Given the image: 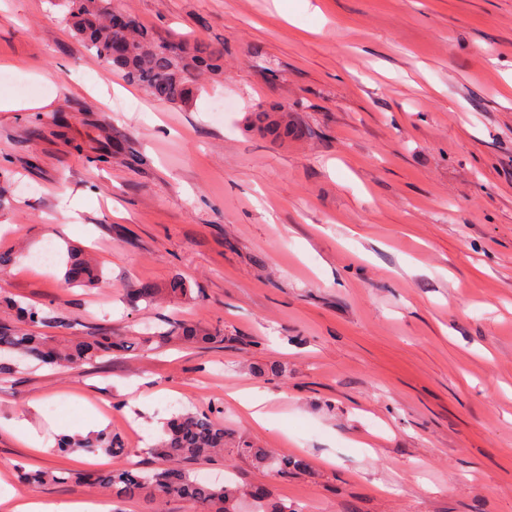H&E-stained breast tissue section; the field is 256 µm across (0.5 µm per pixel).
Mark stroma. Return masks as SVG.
Here are the masks:
<instances>
[{
  "mask_svg": "<svg viewBox=\"0 0 512 512\" xmlns=\"http://www.w3.org/2000/svg\"><path fill=\"white\" fill-rule=\"evenodd\" d=\"M165 35L224 49L188 108L127 86L48 0H0V296L54 309L47 336H136L176 319L221 345H143L0 375V512L89 502L102 457L62 436L148 445L222 405L234 437L297 455L282 479L228 454L193 474L268 487L302 512H512V0H114ZM231 95L223 115L214 100ZM285 106L279 145L248 127ZM79 203L55 262L30 265ZM105 283L68 286L67 248ZM181 277L197 292L133 295ZM269 392L256 427L226 392ZM27 418L51 438H18ZM29 470L75 480L33 488Z\"/></svg>",
  "mask_w": 512,
  "mask_h": 512,
  "instance_id": "1",
  "label": "stroma"
}]
</instances>
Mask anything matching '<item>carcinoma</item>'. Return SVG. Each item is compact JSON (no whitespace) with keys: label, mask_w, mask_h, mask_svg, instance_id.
I'll return each mask as SVG.
<instances>
[{"label":"carcinoma","mask_w":512,"mask_h":512,"mask_svg":"<svg viewBox=\"0 0 512 512\" xmlns=\"http://www.w3.org/2000/svg\"><path fill=\"white\" fill-rule=\"evenodd\" d=\"M63 11V20L74 37L84 43L107 68L123 73L127 82L151 98L172 107L192 106L199 84L206 74L218 77L224 69V50L213 46H190L179 38H160L135 19L124 27L108 22L113 11L112 0H50ZM261 132L275 139L300 138L304 129L288 120V110L277 108L258 113ZM66 278L69 283L90 287L103 282L101 272L77 253L71 254ZM0 305L15 312L19 324L0 327V374H10L22 360H35L41 365L93 363L114 348L130 349L134 342L125 336L112 339L81 340L70 344L52 341L31 328L55 322V312L42 306H22L11 300ZM144 342L222 343L224 333L216 329L206 332L183 323L171 322L162 331L145 328ZM66 450H82L103 454L115 466L96 471L85 477L118 501L141 499L150 512H160V504L168 498H180L191 503L197 512H239L238 491L223 484L202 483L191 476L183 463L224 457L229 452L247 457L271 468L286 478L305 470L299 457L278 453L237 439H227L224 424L203 412L178 413L168 422L166 438L150 449L156 458L172 463L161 469H145L127 464V448L122 440L106 432L88 438H66L61 443ZM21 478L31 483L61 484L74 478L66 471L44 473L21 472ZM256 506V512H298L271 498L265 486H252L246 491Z\"/></svg>","instance_id":"carcinoma-1"}]
</instances>
